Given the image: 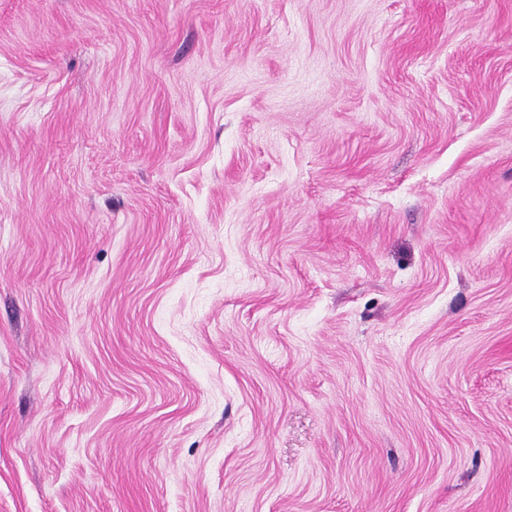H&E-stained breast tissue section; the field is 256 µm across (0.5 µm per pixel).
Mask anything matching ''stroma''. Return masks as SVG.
I'll use <instances>...</instances> for the list:
<instances>
[{
    "mask_svg": "<svg viewBox=\"0 0 512 512\" xmlns=\"http://www.w3.org/2000/svg\"><path fill=\"white\" fill-rule=\"evenodd\" d=\"M0 512H512V0H0Z\"/></svg>",
    "mask_w": 512,
    "mask_h": 512,
    "instance_id": "1",
    "label": "stroma"
}]
</instances>
